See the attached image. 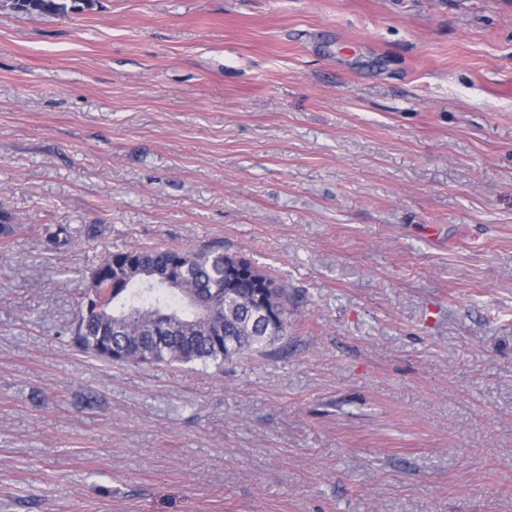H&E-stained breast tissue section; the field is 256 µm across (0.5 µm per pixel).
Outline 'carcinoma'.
Segmentation results:
<instances>
[{"mask_svg":"<svg viewBox=\"0 0 512 512\" xmlns=\"http://www.w3.org/2000/svg\"><path fill=\"white\" fill-rule=\"evenodd\" d=\"M0 8L60 15L66 0H0ZM25 225L0 206V252ZM56 250L70 246L71 228L47 232ZM86 292L94 307L81 324H71L75 347L105 360L134 363L201 362L223 369L243 355L263 356L288 335V318L253 320L246 304L261 299L288 309V288L243 256L224 252L220 243L195 248L133 247L105 257L91 272ZM205 298L209 311L188 305L182 293Z\"/></svg>","mask_w":512,"mask_h":512,"instance_id":"cac0c4a2","label":"carcinoma"}]
</instances>
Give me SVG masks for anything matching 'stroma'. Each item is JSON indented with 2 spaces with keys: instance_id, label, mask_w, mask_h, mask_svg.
<instances>
[{
  "instance_id": "stroma-1",
  "label": "stroma",
  "mask_w": 512,
  "mask_h": 512,
  "mask_svg": "<svg viewBox=\"0 0 512 512\" xmlns=\"http://www.w3.org/2000/svg\"><path fill=\"white\" fill-rule=\"evenodd\" d=\"M0 205V512H512V0L0 9ZM211 242L279 350L72 348L105 256ZM25 230V224H19L15 214L0 206V252L7 251L17 233Z\"/></svg>"
}]
</instances>
